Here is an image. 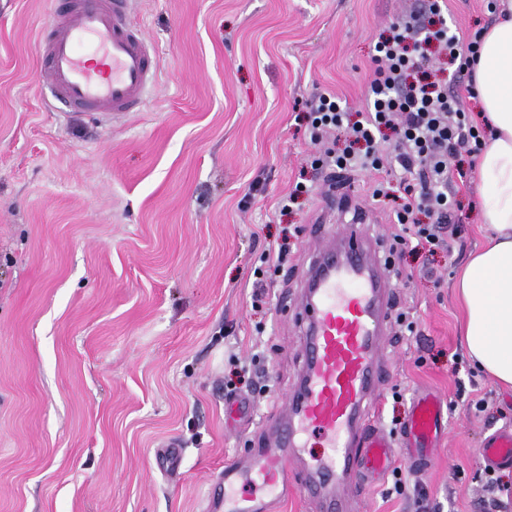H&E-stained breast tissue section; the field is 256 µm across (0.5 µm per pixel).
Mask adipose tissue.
Returning a JSON list of instances; mask_svg holds the SVG:
<instances>
[{"instance_id":"adipose-tissue-1","label":"adipose tissue","mask_w":512,"mask_h":512,"mask_svg":"<svg viewBox=\"0 0 512 512\" xmlns=\"http://www.w3.org/2000/svg\"><path fill=\"white\" fill-rule=\"evenodd\" d=\"M471 75L488 122L477 157L479 219L487 235L469 254L456 285L462 345L483 372L512 388V0H498Z\"/></svg>"}]
</instances>
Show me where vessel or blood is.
Returning <instances> with one entry per match:
<instances>
[{
	"label": "vessel or blood",
	"instance_id": "b4317fda",
	"mask_svg": "<svg viewBox=\"0 0 512 512\" xmlns=\"http://www.w3.org/2000/svg\"><path fill=\"white\" fill-rule=\"evenodd\" d=\"M55 2V22L39 40L53 99L71 112L141 111L159 59L126 18L130 0ZM363 220L355 211L352 223L320 236L299 298L301 378L261 450L225 465L208 492L211 512H281L299 493L319 500L322 512H346L353 485L390 474L398 451L415 469L429 467V445L447 428L435 395L417 398L398 440L369 415L385 376L391 303L388 272L371 255ZM315 438L317 455L309 450ZM480 457L487 470L511 468L512 430L487 436Z\"/></svg>",
	"mask_w": 512,
	"mask_h": 512
}]
</instances>
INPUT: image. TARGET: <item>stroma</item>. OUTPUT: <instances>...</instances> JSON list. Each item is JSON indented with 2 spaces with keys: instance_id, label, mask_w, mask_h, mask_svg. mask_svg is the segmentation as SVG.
Instances as JSON below:
<instances>
[{
  "instance_id": "35a3bbf8",
  "label": "stroma",
  "mask_w": 512,
  "mask_h": 512,
  "mask_svg": "<svg viewBox=\"0 0 512 512\" xmlns=\"http://www.w3.org/2000/svg\"><path fill=\"white\" fill-rule=\"evenodd\" d=\"M488 0H449L448 25L492 22ZM416 0H132L160 61L139 112L53 109L38 31L48 0H0V512H205L227 462L258 448L301 371L297 299L324 216L304 103L329 90L360 108L373 47ZM456 196L450 250L390 254L395 197L366 199L397 311L375 416L404 431L416 396L445 400L448 433L425 473L355 488L349 512H487L480 448L512 426V390L474 369L454 288L485 230L480 173ZM312 185L289 210L296 182ZM287 247L256 296L254 270ZM254 416L225 425L240 366ZM182 450L168 469L169 445ZM401 493H393L394 481Z\"/></svg>"
}]
</instances>
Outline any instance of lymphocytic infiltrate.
I'll return each instance as SVG.
<instances>
[{
	"mask_svg": "<svg viewBox=\"0 0 512 512\" xmlns=\"http://www.w3.org/2000/svg\"><path fill=\"white\" fill-rule=\"evenodd\" d=\"M477 38H464L449 29L439 0H422L419 8L402 17L391 35L374 46L375 68L369 83L366 109L353 112L330 92H319L306 101L310 139L322 144L332 132L344 135L342 147L326 148L315 155L316 169H371L382 180L371 187L372 200L398 188L401 203L394 212L398 226L395 241L417 243L435 250L449 246L453 231L448 216L456 203L450 187L464 169L454 163L450 148L478 151L482 132L465 112L459 94L424 68L428 50L469 69ZM393 133V152L379 148L385 133ZM429 223H421L420 214Z\"/></svg>",
	"mask_w": 512,
	"mask_h": 512,
	"instance_id": "f902f5d3",
	"label": "lymphocytic infiltrate"
}]
</instances>
